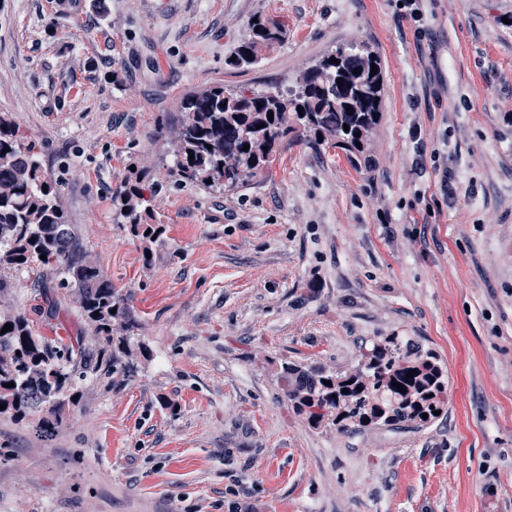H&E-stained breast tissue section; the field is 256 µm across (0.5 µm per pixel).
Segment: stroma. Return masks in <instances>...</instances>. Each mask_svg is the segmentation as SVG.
<instances>
[{"label": "stroma", "instance_id": "1", "mask_svg": "<svg viewBox=\"0 0 512 512\" xmlns=\"http://www.w3.org/2000/svg\"><path fill=\"white\" fill-rule=\"evenodd\" d=\"M423 10L421 42L392 0H0V113L139 325L131 370L78 379L52 439L0 415V512H512V0ZM258 14L284 40L226 66ZM361 43L385 76L371 167L292 140L231 191L172 177L184 95L284 92ZM141 166L153 243L118 218ZM11 281L36 335L93 339L71 289ZM384 336L438 356V417L294 412L283 364L344 373Z\"/></svg>", "mask_w": 512, "mask_h": 512}]
</instances>
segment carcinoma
Instances as JSON below:
<instances>
[{
  "label": "carcinoma",
  "instance_id": "carcinoma-1",
  "mask_svg": "<svg viewBox=\"0 0 512 512\" xmlns=\"http://www.w3.org/2000/svg\"><path fill=\"white\" fill-rule=\"evenodd\" d=\"M283 37L278 22L257 16L231 65H257ZM373 65L377 72L372 75ZM384 94L379 57L366 43L327 53L285 95L222 87L187 94L180 102L182 117L172 140L175 172L193 183L209 180L213 187L233 190L269 169L283 142L301 136H321L352 163L366 166L371 161V135L382 119ZM261 123L265 127L257 128ZM245 145L249 150H243ZM145 177L143 172L125 186L121 212L132 234L150 240L161 236L163 228L145 223L138 186ZM42 254L46 259L40 258ZM33 266L55 270L59 286L74 289L81 314L94 325L99 339L93 347L81 337L74 344L49 342L34 335L26 315L0 313V330L11 325V330L0 333V404L16 418H35L36 431L49 439L79 403V372L89 369L108 377L127 369L138 324L125 298L80 249L59 202L58 183L44 174L36 145L22 141L13 122L0 115V303L10 288L8 272ZM413 370L417 374L406 378ZM282 379L296 413L314 426L423 424L448 403V375L435 354L399 336L373 343L350 373L316 364L287 365ZM327 381L331 385H325ZM396 383L402 390L394 387ZM344 388L348 393H342ZM424 413L428 417H422Z\"/></svg>",
  "mask_w": 512,
  "mask_h": 512
}]
</instances>
